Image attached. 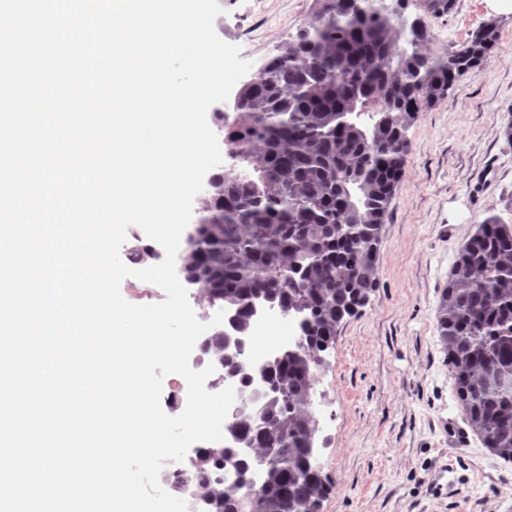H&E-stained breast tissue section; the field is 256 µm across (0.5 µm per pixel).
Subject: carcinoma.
I'll return each instance as SVG.
<instances>
[{
  "label": "carcinoma",
  "mask_w": 512,
  "mask_h": 512,
  "mask_svg": "<svg viewBox=\"0 0 512 512\" xmlns=\"http://www.w3.org/2000/svg\"><path fill=\"white\" fill-rule=\"evenodd\" d=\"M454 0H314L308 19L216 112L230 164L210 172L178 255L204 307L248 339L258 308L298 321V342L263 371L280 389L261 411L240 406L248 448L196 449L180 479L203 512H319L331 483L316 463L318 375L344 318L378 272L389 205L405 173L407 132L458 76L498 45L491 21L443 55L425 50V17ZM417 13L407 14L409 7ZM457 399L484 446L512 461V224L486 218L464 241L438 308ZM202 349L245 387L254 375L216 330ZM269 470L249 489L211 480L224 455Z\"/></svg>",
  "instance_id": "obj_1"
}]
</instances>
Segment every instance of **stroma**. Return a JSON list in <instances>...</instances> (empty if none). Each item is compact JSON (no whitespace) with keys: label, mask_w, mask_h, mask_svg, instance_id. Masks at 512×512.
Segmentation results:
<instances>
[{"label":"stroma","mask_w":512,"mask_h":512,"mask_svg":"<svg viewBox=\"0 0 512 512\" xmlns=\"http://www.w3.org/2000/svg\"><path fill=\"white\" fill-rule=\"evenodd\" d=\"M216 34L260 66L313 0H218ZM499 43L408 131L403 181L382 230L376 283L344 319L318 389L329 412L321 512H512V462L464 419L437 328L460 245L491 216L512 224V12L454 0L428 17L431 52L487 22Z\"/></svg>","instance_id":"obj_1"}]
</instances>
